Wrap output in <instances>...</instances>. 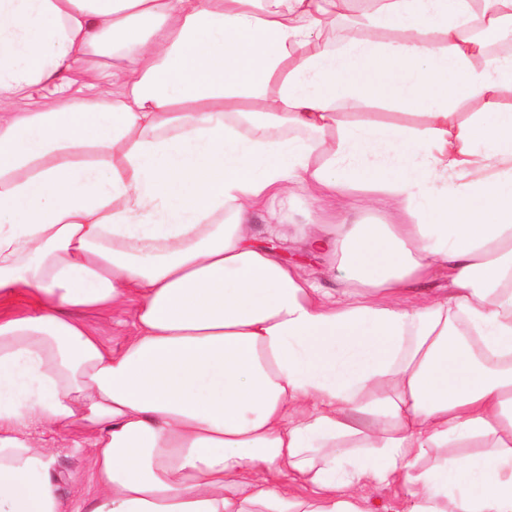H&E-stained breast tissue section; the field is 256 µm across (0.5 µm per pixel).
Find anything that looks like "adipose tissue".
Wrapping results in <instances>:
<instances>
[{
	"label": "adipose tissue",
	"instance_id": "adipose-tissue-1",
	"mask_svg": "<svg viewBox=\"0 0 512 512\" xmlns=\"http://www.w3.org/2000/svg\"><path fill=\"white\" fill-rule=\"evenodd\" d=\"M346 5L0 0V102L121 61L112 95L0 111V512H372L369 478L512 512V0H373L339 39ZM373 103L424 126L344 120ZM295 187L392 208L297 226L337 295L250 232ZM50 426L87 435L82 504ZM78 318H80L83 322H85L89 327H91L99 336H101L102 340L114 347L117 348L122 343L124 335L129 330L130 318L126 315L121 316L118 314H113L112 316L105 312H84L79 313ZM119 319H124L128 322V325L118 324L117 321ZM53 450L57 454L56 467L62 474V494L74 503L89 498L94 492L89 469L92 448H53Z\"/></svg>",
	"mask_w": 512,
	"mask_h": 512
}]
</instances>
